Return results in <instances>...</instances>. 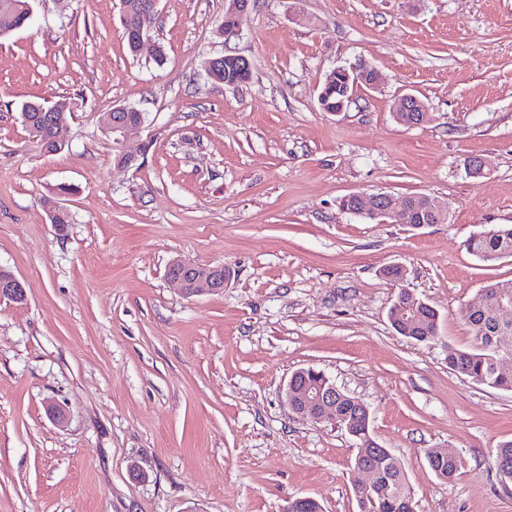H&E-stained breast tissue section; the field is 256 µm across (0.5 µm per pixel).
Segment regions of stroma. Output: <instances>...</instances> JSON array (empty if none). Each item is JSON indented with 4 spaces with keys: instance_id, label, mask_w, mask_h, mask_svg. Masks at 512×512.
Here are the masks:
<instances>
[{
    "instance_id": "stroma-1",
    "label": "stroma",
    "mask_w": 512,
    "mask_h": 512,
    "mask_svg": "<svg viewBox=\"0 0 512 512\" xmlns=\"http://www.w3.org/2000/svg\"><path fill=\"white\" fill-rule=\"evenodd\" d=\"M32 6L0 39V266L27 295L0 303V512H359L356 442L286 401L307 367L369 407L416 512H512L492 459L512 392L448 367L475 343L467 308L512 282V257L467 249L512 224V0H252L231 38L224 0H159L136 54L117 0ZM225 54L251 62L246 83L208 78ZM365 64L377 85L322 111L327 75ZM409 93L418 127L395 117ZM62 97L77 108L48 153L19 108ZM117 106L145 114L140 167L115 164L101 117ZM359 192L433 196L448 218L341 210ZM176 258L232 276L188 297L165 277ZM403 287L438 309V340L392 328ZM431 448L461 457L452 482Z\"/></svg>"
}]
</instances>
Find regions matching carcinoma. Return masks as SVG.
Instances as JSON below:
<instances>
[{"label":"carcinoma","mask_w":512,"mask_h":512,"mask_svg":"<svg viewBox=\"0 0 512 512\" xmlns=\"http://www.w3.org/2000/svg\"><path fill=\"white\" fill-rule=\"evenodd\" d=\"M31 0H0V35L6 30L25 26L31 19ZM32 137L39 140L48 152L60 150L51 141L50 126L42 122L28 128ZM467 249L483 262L492 263L512 256V225H495L472 236ZM406 304L407 318L397 319L400 335L420 343H430L439 337V312L434 307L420 303V298L409 289L400 291ZM512 299V282L492 283L484 289L483 311L466 314L475 336L476 345L468 351L448 355V368L471 378L473 381L498 390L512 391V373H502L494 364L501 357L512 359V343L501 344V337H512V324L505 326L498 322L495 308L501 300ZM343 399L336 400V421L340 428L351 429L359 445L357 452L369 455V460L378 473L374 487L358 496L360 512H414L415 502L406 482L399 460L391 453L378 451L370 454L372 448L364 447V434L370 430L371 420L365 417L354 397L337 392ZM427 462L434 473L446 482L452 481L461 460L455 455L439 456V451L427 452ZM495 466L506 481H512V441L498 446L494 455Z\"/></svg>","instance_id":"cac0c4a2"}]
</instances>
